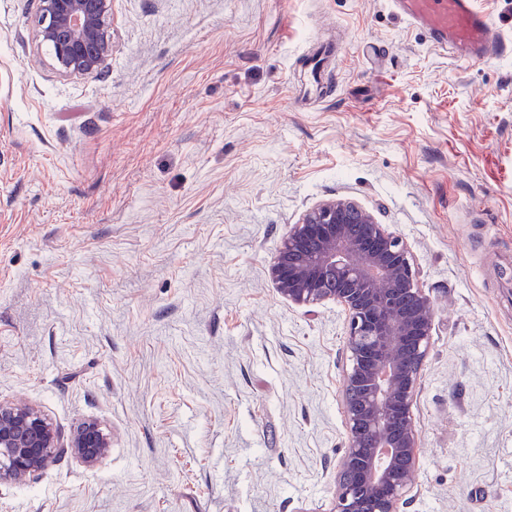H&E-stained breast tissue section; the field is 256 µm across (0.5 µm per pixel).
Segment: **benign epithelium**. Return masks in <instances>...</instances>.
<instances>
[{"label": "benign epithelium", "instance_id": "benign-epithelium-1", "mask_svg": "<svg viewBox=\"0 0 512 512\" xmlns=\"http://www.w3.org/2000/svg\"><path fill=\"white\" fill-rule=\"evenodd\" d=\"M38 2L37 37L58 71L100 69L112 51V0ZM269 275L292 303L332 300L346 312L347 448L331 512H399L413 492L414 407L435 330L407 244L356 201L328 199L290 225ZM111 447L94 421L64 437L37 406L0 401V482H27L64 454L94 467Z\"/></svg>", "mask_w": 512, "mask_h": 512}]
</instances>
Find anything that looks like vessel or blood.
Segmentation results:
<instances>
[{
    "label": "vessel or blood",
    "instance_id": "obj_1",
    "mask_svg": "<svg viewBox=\"0 0 512 512\" xmlns=\"http://www.w3.org/2000/svg\"><path fill=\"white\" fill-rule=\"evenodd\" d=\"M390 6L409 24L423 27L434 46L459 59L482 60L502 47L473 0H390Z\"/></svg>",
    "mask_w": 512,
    "mask_h": 512
}]
</instances>
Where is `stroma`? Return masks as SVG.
<instances>
[{"instance_id": "obj_1", "label": "stroma", "mask_w": 512, "mask_h": 512, "mask_svg": "<svg viewBox=\"0 0 512 512\" xmlns=\"http://www.w3.org/2000/svg\"><path fill=\"white\" fill-rule=\"evenodd\" d=\"M474 6L503 51L462 62L388 0H112L111 55L66 76L0 0V401L112 436L0 512H331L346 314L268 269L341 196L434 304L400 512H512V0Z\"/></svg>"}]
</instances>
